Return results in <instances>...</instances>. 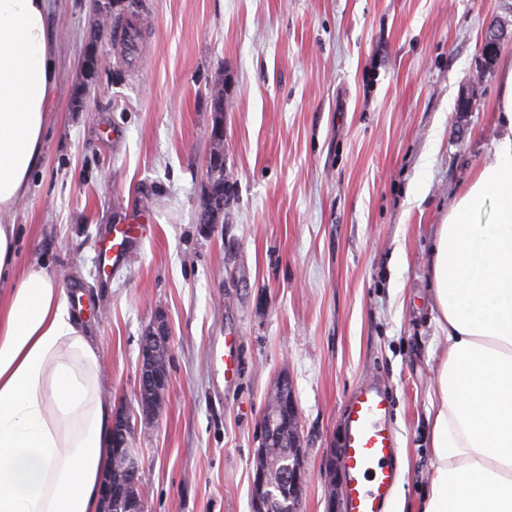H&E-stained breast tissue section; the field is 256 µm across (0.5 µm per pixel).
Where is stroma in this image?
<instances>
[{"label": "stroma", "instance_id": "stroma-1", "mask_svg": "<svg viewBox=\"0 0 512 512\" xmlns=\"http://www.w3.org/2000/svg\"><path fill=\"white\" fill-rule=\"evenodd\" d=\"M51 0L57 79L41 167L8 224L20 267L81 297L106 352L104 384L131 416L146 512H251L257 430L277 378L298 407L302 512L344 493L343 409L361 387L428 492V415L445 345L430 291L435 231L489 160L498 63L512 60V0ZM142 30L137 64L123 25ZM504 30L495 67L481 36ZM106 64L86 80L81 63ZM224 78V166L234 198L202 221ZM471 97L472 111L458 109ZM141 224L125 261L100 270L113 225ZM172 336L159 413L137 397L140 339ZM236 340L240 371L209 366Z\"/></svg>", "mask_w": 512, "mask_h": 512}]
</instances>
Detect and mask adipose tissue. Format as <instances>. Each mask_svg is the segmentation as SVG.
Returning <instances> with one entry per match:
<instances>
[{
  "label": "adipose tissue",
  "mask_w": 512,
  "mask_h": 512,
  "mask_svg": "<svg viewBox=\"0 0 512 512\" xmlns=\"http://www.w3.org/2000/svg\"><path fill=\"white\" fill-rule=\"evenodd\" d=\"M49 0H0V216L41 165L55 83ZM493 157L438 225L431 291L445 354L433 477L418 512H512V64ZM0 223V512H101L112 450L104 353L64 289L17 265Z\"/></svg>",
  "instance_id": "ef3b65f1"
}]
</instances>
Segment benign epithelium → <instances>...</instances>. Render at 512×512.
I'll return each mask as SVG.
<instances>
[{"mask_svg": "<svg viewBox=\"0 0 512 512\" xmlns=\"http://www.w3.org/2000/svg\"><path fill=\"white\" fill-rule=\"evenodd\" d=\"M500 33L490 27L482 41V59L484 68L492 66L495 59ZM224 165V158L211 155L206 165L207 201L202 221L211 223L217 216V210L224 207V192L214 184L217 170ZM170 332L164 320H157L142 336L141 339V368L138 377V396L146 400L142 411L153 415L164 403L168 390L169 373L166 359L169 352ZM277 392L269 396L268 404L260 426V447L278 448L281 444V433L291 424L299 425V416L293 391L288 377L283 376L276 384ZM131 427L127 416L120 412L115 416L114 442L116 455L121 458L124 471L132 476L143 472L142 465L134 448L131 446ZM288 472V491L275 490L266 485L262 474L252 478L253 512H267L271 508L278 512H290L292 501L297 498L299 491L305 486L308 473L304 465V450H299L297 456H285L281 463ZM104 503L103 512H143L140 500L118 494L113 490L112 473H107L102 487Z\"/></svg>", "mask_w": 512, "mask_h": 512, "instance_id": "7a95c632", "label": "benign epithelium"}]
</instances>
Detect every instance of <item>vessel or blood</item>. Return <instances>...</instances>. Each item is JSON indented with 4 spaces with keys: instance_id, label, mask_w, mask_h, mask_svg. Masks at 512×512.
Returning a JSON list of instances; mask_svg holds the SVG:
<instances>
[{
    "instance_id": "1",
    "label": "vessel or blood",
    "mask_w": 512,
    "mask_h": 512,
    "mask_svg": "<svg viewBox=\"0 0 512 512\" xmlns=\"http://www.w3.org/2000/svg\"><path fill=\"white\" fill-rule=\"evenodd\" d=\"M138 237L137 225L114 227L111 237L99 249V264L120 259ZM210 363L214 373L235 374V343L213 347ZM389 413L390 401L386 393L374 386L354 393L344 407L343 512H381L382 501L395 483L396 473L389 462L397 457L400 449L386 425Z\"/></svg>"
}]
</instances>
